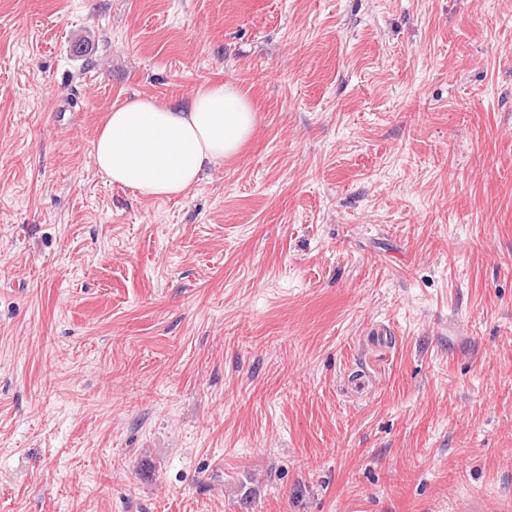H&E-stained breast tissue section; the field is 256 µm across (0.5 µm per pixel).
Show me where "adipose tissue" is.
Here are the masks:
<instances>
[{
	"instance_id": "ef3b65f1",
	"label": "adipose tissue",
	"mask_w": 512,
	"mask_h": 512,
	"mask_svg": "<svg viewBox=\"0 0 512 512\" xmlns=\"http://www.w3.org/2000/svg\"><path fill=\"white\" fill-rule=\"evenodd\" d=\"M253 130L248 98L228 83L167 104L135 96L113 106L93 145L94 165L108 182L142 197L180 196L238 155Z\"/></svg>"
}]
</instances>
